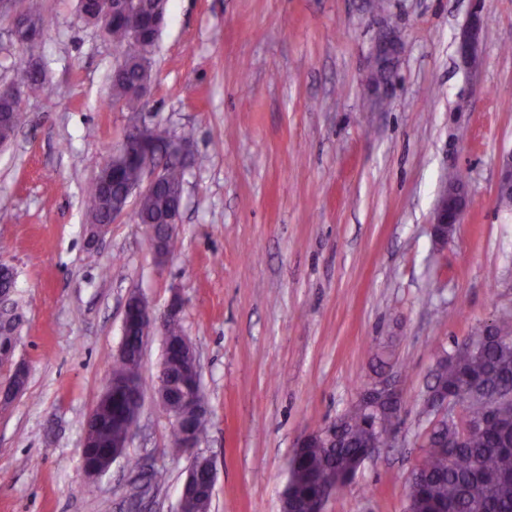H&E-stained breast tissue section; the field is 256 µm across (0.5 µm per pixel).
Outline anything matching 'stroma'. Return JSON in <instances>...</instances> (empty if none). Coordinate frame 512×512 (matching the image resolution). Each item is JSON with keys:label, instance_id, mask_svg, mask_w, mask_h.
Returning <instances> with one entry per match:
<instances>
[{"label": "stroma", "instance_id": "stroma-1", "mask_svg": "<svg viewBox=\"0 0 512 512\" xmlns=\"http://www.w3.org/2000/svg\"><path fill=\"white\" fill-rule=\"evenodd\" d=\"M34 50L0 17V83L34 54L50 84L0 149V263L22 315L25 389L0 405V512H126L129 462L165 474L145 512H175L189 456L172 457L156 397L163 342H147L139 429L96 481L85 419L122 341L127 297L180 296L211 425V512H281L298 440L346 413L380 370L400 379L392 447L324 512H406L430 428L439 356L512 313V209L497 166L512 151V0H168L149 104L109 100L116 47L76 0H43ZM483 63L457 52L473 10ZM401 39L389 98L368 83L384 32ZM191 140L182 222L166 262L133 212L93 235L85 196L136 123ZM457 173L471 206L448 244L430 229Z\"/></svg>", "mask_w": 512, "mask_h": 512}]
</instances>
